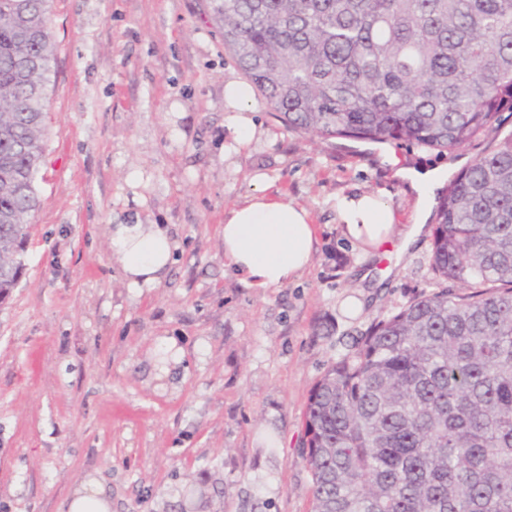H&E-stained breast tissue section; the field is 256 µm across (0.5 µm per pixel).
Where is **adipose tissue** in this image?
Wrapping results in <instances>:
<instances>
[{
  "instance_id": "1",
  "label": "adipose tissue",
  "mask_w": 512,
  "mask_h": 512,
  "mask_svg": "<svg viewBox=\"0 0 512 512\" xmlns=\"http://www.w3.org/2000/svg\"><path fill=\"white\" fill-rule=\"evenodd\" d=\"M224 102L233 112L237 144L251 142L257 126L250 116L253 94L244 81L230 78L224 84ZM416 193L412 223L401 224L382 194L354 192L336 198V215L342 235L370 254L381 244L395 241L400 249L415 244L435 203V189L444 180L443 168L424 171L401 169ZM112 254L129 287H159L177 247L167 228L157 224H114L110 227ZM316 226L307 209L259 191L247 203L224 215V260L248 287L265 291L299 277L313 262Z\"/></svg>"
}]
</instances>
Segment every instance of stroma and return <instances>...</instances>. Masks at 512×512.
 <instances>
[{
  "mask_svg": "<svg viewBox=\"0 0 512 512\" xmlns=\"http://www.w3.org/2000/svg\"><path fill=\"white\" fill-rule=\"evenodd\" d=\"M50 25L40 205L0 304V512H64L91 477L112 512H313L312 388L438 283L431 234L383 264L341 235L336 197L387 189L411 223L395 166L457 174L494 132L451 153L324 141L258 97L262 134L237 148L224 82L240 70L207 0H54ZM258 175L317 227L307 271L264 292L224 266V213ZM137 223L179 242L160 287H128L111 256L110 225Z\"/></svg>",
  "mask_w": 512,
  "mask_h": 512,
  "instance_id": "stroma-1",
  "label": "stroma"
}]
</instances>
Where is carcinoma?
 Here are the masks:
<instances>
[{"label":"carcinoma","mask_w":512,"mask_h":512,"mask_svg":"<svg viewBox=\"0 0 512 512\" xmlns=\"http://www.w3.org/2000/svg\"><path fill=\"white\" fill-rule=\"evenodd\" d=\"M53 0H0V300L39 207ZM286 127L460 149L512 114V0H209ZM442 288L374 324L308 398L314 512H512V132L439 199Z\"/></svg>","instance_id":"cac0c4a2"}]
</instances>
